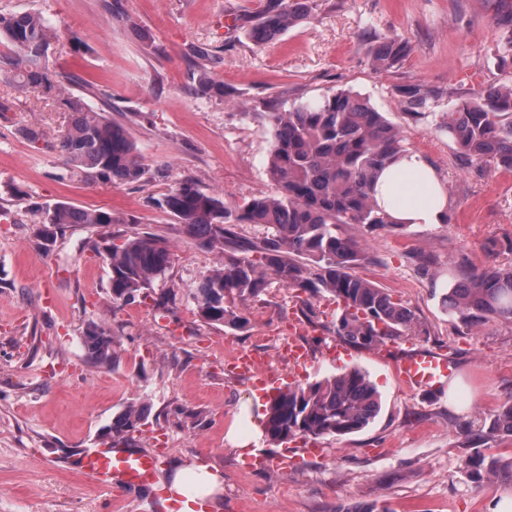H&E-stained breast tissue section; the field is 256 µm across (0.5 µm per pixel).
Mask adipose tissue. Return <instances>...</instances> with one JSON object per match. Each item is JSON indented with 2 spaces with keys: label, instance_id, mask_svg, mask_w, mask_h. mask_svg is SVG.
Masks as SVG:
<instances>
[{
  "label": "adipose tissue",
  "instance_id": "adipose-tissue-1",
  "mask_svg": "<svg viewBox=\"0 0 512 512\" xmlns=\"http://www.w3.org/2000/svg\"><path fill=\"white\" fill-rule=\"evenodd\" d=\"M374 198L396 223L432 226L448 217V193L435 169L417 152L400 156L374 185Z\"/></svg>",
  "mask_w": 512,
  "mask_h": 512
}]
</instances>
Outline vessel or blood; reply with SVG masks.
<instances>
[{
  "mask_svg": "<svg viewBox=\"0 0 512 512\" xmlns=\"http://www.w3.org/2000/svg\"><path fill=\"white\" fill-rule=\"evenodd\" d=\"M228 372L245 377L259 388L280 387V379L264 370L252 355L239 353L227 363ZM399 381L426 395L443 390L456 371L448 354L418 349L401 356L395 365ZM78 470L96 484L110 489L150 487L160 478L163 463L151 450L123 448H86L79 456Z\"/></svg>",
  "mask_w": 512,
  "mask_h": 512,
  "instance_id": "1",
  "label": "vessel or blood"
}]
</instances>
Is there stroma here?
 Wrapping results in <instances>:
<instances>
[{
    "label": "stroma",
    "instance_id": "obj_1",
    "mask_svg": "<svg viewBox=\"0 0 512 512\" xmlns=\"http://www.w3.org/2000/svg\"><path fill=\"white\" fill-rule=\"evenodd\" d=\"M267 0H0V14L38 12L61 36L54 70L88 104L124 124L145 169L135 183L85 182L63 158L29 142L37 123L55 139L67 113L0 84V512H151L150 488L113 491L72 471L84 448L108 444L113 418L145 405L135 448L163 449L168 472L185 468L220 483L216 512H490L512 486L474 487L464 474L461 428L512 395V323L466 329L441 298L459 262L512 264V173L463 164L432 117L481 87L512 84V0H315L310 17L256 44L248 29ZM400 36L413 50L386 71L371 65L366 34ZM81 49H74L73 41ZM205 43L208 60L188 55ZM224 84L220 99L197 97L198 67ZM407 83L431 93L430 118L413 121L397 94ZM361 95L434 167L448 192V220L368 234L357 275L387 289L430 329L398 348L454 358L459 413L447 394L404 387L393 360L338 342L330 297L270 280L244 304L240 330L201 319L188 290L218 259L199 247L155 200L192 178L227 205L274 196L265 173L267 114L322 95ZM66 202L112 211L115 224L65 225L49 250L37 245L36 209ZM164 237L173 261L146 294L115 307L103 237ZM430 267H423V259ZM309 350L296 366L279 345L295 321ZM112 338L115 359L87 354L90 323ZM251 349L267 371L311 383L357 367L376 386L381 411L342 438L296 436L274 445L263 427L270 390L230 375L224 360Z\"/></svg>",
    "mask_w": 512,
    "mask_h": 512
}]
</instances>
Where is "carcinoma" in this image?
<instances>
[{
  "label": "carcinoma",
  "mask_w": 512,
  "mask_h": 512,
  "mask_svg": "<svg viewBox=\"0 0 512 512\" xmlns=\"http://www.w3.org/2000/svg\"><path fill=\"white\" fill-rule=\"evenodd\" d=\"M314 0H267L251 36L264 44L307 17ZM0 38L10 54H0V83L19 90L37 89L69 114V123L50 148L64 157L72 176L87 180L133 183L144 168L128 129L92 108L81 95L67 90L63 77L49 68L55 31L36 12L0 15ZM372 66L390 69L411 52L409 44L389 38L370 45ZM412 110L424 119L429 95L421 85L398 89ZM196 95L224 97V83L201 70ZM272 142L267 177L279 189L275 197H254L242 206L228 207L221 195L185 179L157 200L183 225L199 246L218 249L221 258L189 289L199 316L233 330L248 324L241 305L260 297L268 278L288 288L316 296L328 294L337 303L333 322L336 336L359 349H371L399 336H428V327L415 312L393 299L384 288L354 273L367 261L366 240L342 237L336 225L351 224L366 232L396 228L372 198L377 174L408 150L399 128L360 95L340 91L268 113ZM468 162H491L512 172V85H488L473 98L459 99L435 123ZM36 236L40 245L52 242L66 224L107 227L119 223L112 213L56 202L37 209ZM240 224H262L267 235L243 245L236 232ZM258 254L251 259L246 253ZM105 259L110 269L112 302L128 303L172 263L167 240L135 232L117 243L109 240ZM448 316L467 328L491 321L512 322V264L459 271L442 297ZM85 345L90 358L112 362V337L92 325ZM380 396L359 368L305 386L287 387L269 401L265 437L277 444L298 435L345 437L366 428L379 414ZM144 420L133 408L112 420L110 432L127 439ZM462 445L473 449L466 460L468 479L481 484L501 473L512 480V458L484 451L497 439L512 438V396L463 429Z\"/></svg>",
  "instance_id": "1"
}]
</instances>
